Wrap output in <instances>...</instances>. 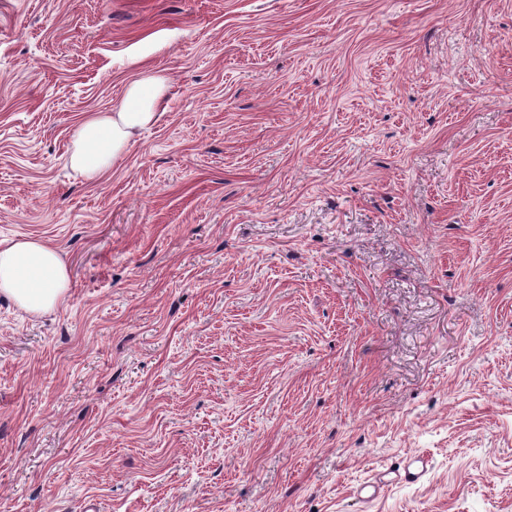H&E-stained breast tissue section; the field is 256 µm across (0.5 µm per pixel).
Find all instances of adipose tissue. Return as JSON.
Returning <instances> with one entry per match:
<instances>
[{
	"label": "adipose tissue",
	"instance_id": "adipose-tissue-1",
	"mask_svg": "<svg viewBox=\"0 0 512 512\" xmlns=\"http://www.w3.org/2000/svg\"><path fill=\"white\" fill-rule=\"evenodd\" d=\"M166 90L165 76L136 74L117 109L83 118L73 134L72 169L89 180L103 178L134 133L156 121ZM68 290V271L55 248L37 239L0 240L1 295L40 315L56 309Z\"/></svg>",
	"mask_w": 512,
	"mask_h": 512
}]
</instances>
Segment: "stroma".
Listing matches in <instances>:
<instances>
[{"label": "stroma", "instance_id": "35a3bbf8", "mask_svg": "<svg viewBox=\"0 0 512 512\" xmlns=\"http://www.w3.org/2000/svg\"><path fill=\"white\" fill-rule=\"evenodd\" d=\"M26 237L69 290L0 297V512H512V0H0ZM166 90L165 76L140 72L127 83L117 109L83 118L73 134L72 169L88 180L103 178L134 133L156 121Z\"/></svg>", "mask_w": 512, "mask_h": 512}]
</instances>
